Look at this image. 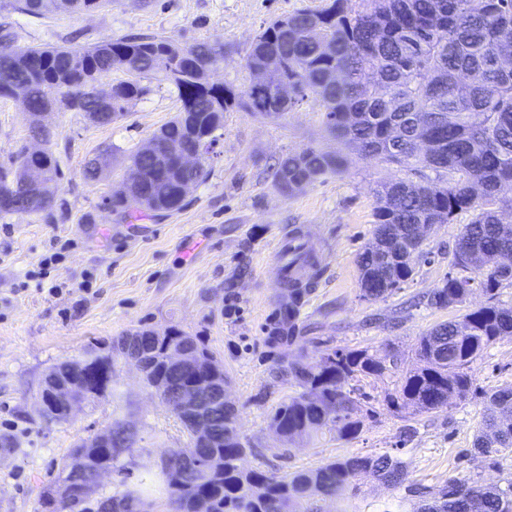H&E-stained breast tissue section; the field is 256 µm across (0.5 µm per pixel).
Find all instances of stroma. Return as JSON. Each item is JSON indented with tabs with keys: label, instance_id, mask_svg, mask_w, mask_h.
I'll return each instance as SVG.
<instances>
[{
	"label": "stroma",
	"instance_id": "stroma-1",
	"mask_svg": "<svg viewBox=\"0 0 512 512\" xmlns=\"http://www.w3.org/2000/svg\"><path fill=\"white\" fill-rule=\"evenodd\" d=\"M322 0H112L95 12H48L40 17L0 11L18 45L81 48L129 34L167 36L178 44L215 42L223 63L209 73L213 83L243 89L250 76L244 59L260 26ZM149 93L130 105L119 122L92 124L80 112L45 117L56 135L50 148L61 174L44 215L0 214V512H47L43 493L53 486L75 443L116 420L134 431L133 454L121 461L135 477L151 472L143 487L147 512H169L161 462L169 449L185 448L181 422L145 385L125 358L112 360V394L80 405L71 419L42 417L37 401L53 366L107 353L126 332L178 329L202 341L229 379L240 432L251 444L247 469L279 474L313 469L351 455L390 454L405 461L408 476L393 487L366 479L326 502L325 512H417L416 490L436 488L451 477L499 481L512 474L472 454L482 419L479 399L454 400L422 414L396 413L383 402L415 365L417 339L455 317L421 297L450 270L461 225H437L416 274L387 299L360 297L357 258L374 229L377 183L404 177L402 168L350 155L347 168L293 194H281L270 169L274 159L314 146L338 150L316 108L306 104L279 120L238 110L224 115V129L206 163L207 175L180 209L128 214L106 200L129 174L128 153L146 142L181 109L173 87L149 80ZM20 100L0 98V164L21 147H33ZM112 156L99 180L86 182V163L104 149ZM310 231L326 266L306 290L298 327L309 363L328 349H394L397 368L357 381L369 396L357 439L335 435L286 445L269 427L271 410L295 395L287 369L294 344L275 342L288 297L274 268L275 243L288 227ZM57 292H49V284ZM477 390L512 388V337H504L474 366Z\"/></svg>",
	"mask_w": 512,
	"mask_h": 512
}]
</instances>
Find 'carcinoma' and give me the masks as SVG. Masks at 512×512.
I'll use <instances>...</instances> for the list:
<instances>
[{
	"label": "carcinoma",
	"mask_w": 512,
	"mask_h": 512,
	"mask_svg": "<svg viewBox=\"0 0 512 512\" xmlns=\"http://www.w3.org/2000/svg\"><path fill=\"white\" fill-rule=\"evenodd\" d=\"M111 4L0 0L1 9L37 16ZM506 50L512 53V0H329L320 8H301L278 18L255 36L245 70L252 75L276 56L280 77L293 87L285 98L268 86L266 108L261 109L251 86L237 93L209 82L208 72L222 58L215 44L182 47L165 37L132 35L80 49L0 48V98L22 97L29 130L45 143L39 165L25 150L0 165V213L31 216L52 205L50 196L31 207L21 204L36 185L54 182L60 174L50 150L53 132L40 124L46 112H82L95 124L110 125L149 92L143 80L160 75L173 85L182 110L154 137L162 142L174 138L192 151L206 135L208 145L200 151L198 166L188 170L168 164L162 147L156 156L130 152L128 159L138 165L141 180L121 185L108 198L112 209L130 212L180 207L181 183H199L207 174V154L217 140L215 132L224 128V113L243 108L279 119L310 102L326 131L345 147L419 177L374 188L375 228L358 255L363 300H384L412 279L414 261L427 256L426 238L417 229L470 215L450 261L461 274H448L428 295L436 308L462 307L464 312L420 337L416 366L384 397L396 411L438 410L474 393V363L498 340L512 337V305L497 301L500 289L512 286V270L490 267L497 256L512 254V224L504 218L512 214V65L500 62ZM114 70L130 78L101 83ZM344 161L340 154L313 146L289 152L275 163L278 189L293 194L339 171ZM430 173L437 182H429ZM476 280L487 303L469 308ZM103 361L112 364V356L73 359L58 369L80 379ZM397 366L395 354L381 357L366 348L328 350L313 365L298 351L289 358L288 369L300 391L273 410L270 426L287 443L327 432L352 440L361 431L362 408L348 381L381 376ZM479 398L485 410L473 450L498 470L512 457V388L484 391ZM214 413L217 432L206 454L222 466L192 474L162 470L177 512H192V497L199 495L210 501V512H324L323 503L364 474L392 485L408 475L404 462L388 454L355 455L288 475L246 470L241 460L249 441L240 434L238 410L226 407ZM111 429L112 447L93 441L71 450L72 473L87 479L110 468L130 477L119 458L132 451L133 434L118 420ZM415 492L426 498L419 512H512L511 474L490 485L457 478L434 491ZM44 499L55 512H73L85 503L83 498L65 501L56 486L44 492Z\"/></svg>",
	"instance_id": "carcinoma-1"
}]
</instances>
